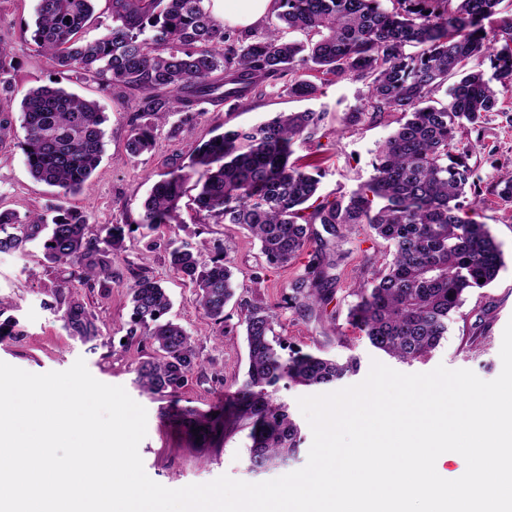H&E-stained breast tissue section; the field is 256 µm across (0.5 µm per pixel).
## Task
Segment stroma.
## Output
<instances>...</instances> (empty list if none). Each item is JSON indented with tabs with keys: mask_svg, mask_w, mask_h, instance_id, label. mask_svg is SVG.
<instances>
[{
	"mask_svg": "<svg viewBox=\"0 0 512 512\" xmlns=\"http://www.w3.org/2000/svg\"><path fill=\"white\" fill-rule=\"evenodd\" d=\"M36 7L37 0H0V40L9 47L6 78L15 88L12 98L0 103L12 120L10 130L0 137V211L23 217L44 209L55 199L56 188L35 180L26 165L21 148L26 131L20 105L28 90L55 79L68 91L97 101L108 116L102 160L88 188L67 199L68 206L86 216L96 237L104 236L106 226L123 216H137L153 183L174 166L189 165L194 148L207 140L214 129L256 125L280 112H324L322 137L296 146L292 159L317 174L320 193L330 196L350 194L370 179L376 150L392 131L386 122L368 119L349 128L341 125L343 113L365 106L367 88L363 83L326 82L317 97L308 100L289 96L284 84L279 83L253 94L244 107L234 111L224 103L206 100L198 105L191 120L173 115L168 124L155 129L150 151L130 156L126 143L129 121L140 109L137 95H115L96 81L72 73L57 74L51 59L38 51L31 39ZM484 142L485 150L473 155L470 163L483 187L489 188L512 170V126L503 114H487ZM196 194L194 184H187L180 200V227H161L152 232L125 227L124 249L119 260L113 262L108 280L87 283L76 278L70 288L60 293L56 286L68 276L70 268L46 261L41 240L28 243L22 253L0 252V299L5 302L0 317L16 322L13 335L0 340V361L43 374L67 370L81 358L98 381L123 387L147 411V435L139 445V453L145 472L153 481L177 489L205 484L224 474L249 483L281 475L277 469L262 473L248 469L246 457L251 441L246 431L232 424H225L199 441L164 417L175 405L204 414L219 411L225 396L236 391L247 364L244 314L239 305L243 299L275 305V333L291 350L340 360L356 358L359 369L338 381L341 389L363 381L375 360L407 374L428 372L440 365L472 370L485 381L500 374L503 331L512 320V202L489 194L477 208V220L489 226L504 254L497 279L491 286L466 296L440 347L425 360L404 364L374 349L348 322L357 272H372L391 258L389 245L373 237L367 226H360L331 248L337 277L334 298L303 316L288 307L286 298L290 283L304 273L308 255H301L284 268L269 265L259 242L246 230L199 217L193 203ZM172 240L192 243L203 260L220 253L231 260L235 298L224 309L223 326H216L205 317L191 285L169 271L166 247ZM144 275L159 280L166 289L171 300L167 317L192 337L202 362L175 405L141 392L134 383V367L153 356L152 347L124 342L131 311L130 292ZM66 299L83 303L94 317L98 327L95 347L70 336L62 319V302ZM314 393V388L285 381L280 382L276 392L301 429L302 444L291 464L295 471L306 465L312 444V432L298 400Z\"/></svg>",
	"mask_w": 512,
	"mask_h": 512,
	"instance_id": "obj_1",
	"label": "stroma"
}]
</instances>
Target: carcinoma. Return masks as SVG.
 I'll list each match as a JSON object with an SVG mask.
<instances>
[{
    "instance_id": "obj_1",
    "label": "carcinoma",
    "mask_w": 512,
    "mask_h": 512,
    "mask_svg": "<svg viewBox=\"0 0 512 512\" xmlns=\"http://www.w3.org/2000/svg\"><path fill=\"white\" fill-rule=\"evenodd\" d=\"M93 2L38 0L31 39L61 73L91 78L114 94L141 95V114L127 140L131 156L150 148L156 124L177 112L191 115L201 97L218 93L240 105L284 78L291 95L312 97L319 90L309 79L314 72L367 85L365 107L344 113V125L364 118L397 124L377 150L371 180L332 200L318 194L317 178L290 161L296 141L319 133L322 113L281 112L257 126L226 130L195 148L192 172L179 166L153 184L133 220L137 227L179 225L184 185L191 173L199 174L197 212L248 230L268 264L286 267L311 249L287 297L290 307L305 312L326 304L336 284L328 241L314 237L310 226L320 224L344 240L366 225L393 247L392 259L370 278L359 273L349 321L372 347L407 364L440 345L465 294L497 278L500 245L486 225L467 216L483 193L469 164L483 144L461 133L480 131L489 112L507 113L512 16L484 25L503 0H389V8L381 0H275L278 24L243 31L226 28L212 0H110L112 23L89 39ZM286 30L304 39L284 40ZM446 85V98H434ZM21 107L26 163L34 178L58 188V202L47 207L50 218L0 212V252H22L40 237L48 262L80 265L86 282L111 275L109 258L121 253L123 227L114 224L103 239L91 238L83 214L66 206L101 162L106 114L96 102L52 86L29 90ZM166 254L169 270L195 288L203 314L224 326V308L234 296L227 256L205 262L187 242ZM131 304L127 343H148L155 352L136 366L135 383L144 393L173 400L198 366L194 342L180 325L164 320L170 299L159 281L138 278ZM240 307L248 367L221 413L249 429L246 463L261 473L288 466L302 443L300 427L273 388L283 380L331 386L355 372L357 361L299 351L285 357L274 333V306L242 300ZM63 320L72 337L97 338L82 303H68ZM178 417L201 433L214 425L212 416L193 410Z\"/></svg>"
}]
</instances>
